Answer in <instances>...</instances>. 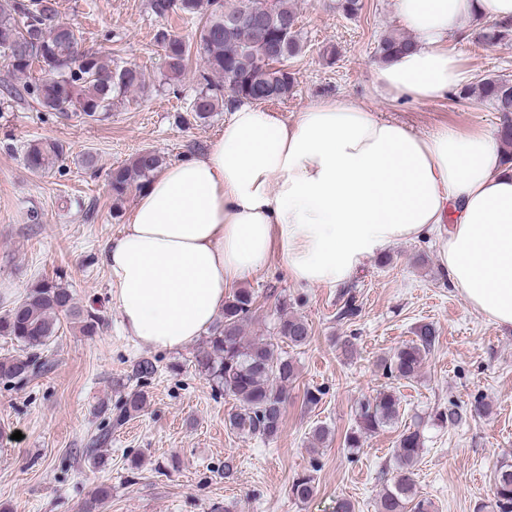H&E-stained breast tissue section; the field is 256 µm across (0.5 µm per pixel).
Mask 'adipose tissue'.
I'll return each instance as SVG.
<instances>
[{
	"instance_id": "obj_1",
	"label": "adipose tissue",
	"mask_w": 512,
	"mask_h": 512,
	"mask_svg": "<svg viewBox=\"0 0 512 512\" xmlns=\"http://www.w3.org/2000/svg\"><path fill=\"white\" fill-rule=\"evenodd\" d=\"M415 45L375 70L393 99L438 100L465 78L450 37L512 17V0H394ZM208 149L159 171L102 252L125 336L179 352L220 316L226 291L280 261L303 285L341 286L390 246L436 236L466 302L512 327V169L491 132L427 136L346 97L294 120L228 106Z\"/></svg>"
}]
</instances>
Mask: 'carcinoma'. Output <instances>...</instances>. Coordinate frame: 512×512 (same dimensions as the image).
<instances>
[{
	"mask_svg": "<svg viewBox=\"0 0 512 512\" xmlns=\"http://www.w3.org/2000/svg\"><path fill=\"white\" fill-rule=\"evenodd\" d=\"M243 0L224 4L219 0H150V9L159 18L181 14L187 19L203 20L190 38L168 29L156 34L163 51L166 80L178 82L185 74L191 54L204 60L207 71L200 74L201 88L186 108L187 117L205 123L224 110L229 100L275 102L287 98L294 87L293 74L286 62L302 54L298 21L288 0H270L266 6L262 37L256 38L249 21L233 31L224 26L243 11ZM512 40L511 21H490L474 32L476 44L494 47ZM81 42L80 31L59 24L56 0H0V53L13 74L23 84L7 90L8 94L35 97L38 105L62 116L79 115L89 121H101L112 111L115 99L144 85L143 72L135 65H112V60L98 50L89 49L79 57L73 46ZM414 40L389 35L381 40L379 58L406 52ZM41 77L29 81L33 68ZM463 95L490 103L499 112L498 140L505 163L512 164V82L484 78ZM64 155L56 141L33 140L26 144L24 163L34 174L50 170ZM166 165V159L153 150H141L129 162L111 169L108 187L112 216L122 215L126 201L141 192L154 173ZM256 296L239 289L224 300L222 320L217 323L198 349L194 365L202 374L234 397L238 409L229 418L239 432L270 441L282 428L283 406L288 384L297 379L293 359L275 354L273 341L246 342L243 332L251 319ZM81 324L87 335L96 332L100 318L75 306L73 294L62 281L44 278L33 284L25 295L0 315V336H8L22 348V353L0 361V381L24 385L45 368L42 350L60 328V317ZM276 338L294 347L306 345L311 337L309 324L299 316L280 315L275 326ZM417 340L405 344L380 361L386 374L411 380L418 376L426 356L435 344V329L421 326ZM146 395L141 390L127 394L115 407L112 422L122 424L127 415L143 407ZM400 416V402L391 392L359 402L357 428L345 439L349 448H359L368 435L395 424ZM424 448L418 429H406L394 450L390 486L381 494L378 512H433V503L416 491L415 471ZM295 499L305 502L315 492L314 477H297L290 488ZM108 496L105 487L96 488L81 512H99ZM495 512H512V464L503 463L494 479Z\"/></svg>",
	"mask_w": 512,
	"mask_h": 512,
	"instance_id": "cac0c4a2",
	"label": "carcinoma"
}]
</instances>
